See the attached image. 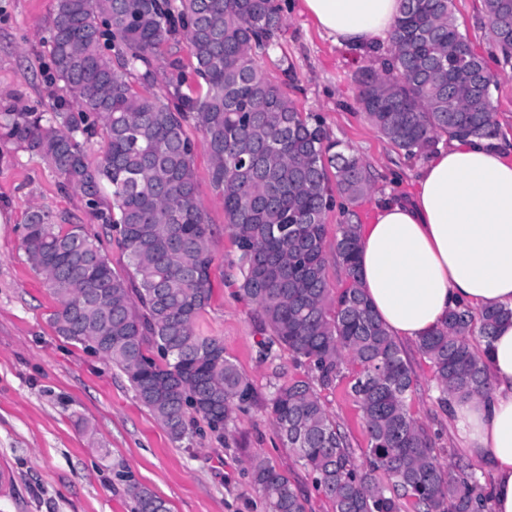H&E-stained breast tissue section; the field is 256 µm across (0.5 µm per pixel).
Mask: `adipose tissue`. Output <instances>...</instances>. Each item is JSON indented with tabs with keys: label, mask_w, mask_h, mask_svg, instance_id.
<instances>
[{
	"label": "adipose tissue",
	"mask_w": 512,
	"mask_h": 512,
	"mask_svg": "<svg viewBox=\"0 0 512 512\" xmlns=\"http://www.w3.org/2000/svg\"><path fill=\"white\" fill-rule=\"evenodd\" d=\"M317 29L353 50L388 43L401 0H303ZM361 230L360 285L392 335L416 340L457 304L512 306V139L450 140ZM492 387L451 403L459 442L487 465L491 512H512V321L490 345Z\"/></svg>",
	"instance_id": "1"
}]
</instances>
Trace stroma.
I'll return each mask as SVG.
<instances>
[{"instance_id":"obj_1","label":"stroma","mask_w":512,"mask_h":512,"mask_svg":"<svg viewBox=\"0 0 512 512\" xmlns=\"http://www.w3.org/2000/svg\"><path fill=\"white\" fill-rule=\"evenodd\" d=\"M283 26L276 44L257 62L282 85L295 106L323 116L332 138L370 165L373 187L356 205L371 223L379 195L394 175L409 173L418 159L404 158L364 119L355 98L353 72L371 65L369 50H352L323 36L300 0H277ZM459 29L478 54L489 34L483 0H452ZM54 0H0V113L49 111L59 93L51 79L50 30ZM195 145L197 198L211 229L212 297L196 327L223 341L229 356L251 381L253 404L238 411L236 434L226 439L195 418L189 438L172 441L159 420L136 398L122 371L58 336L49 321L56 303L22 247L23 224L34 207L62 225L97 224L81 194L60 191L39 156L0 140V512H132L128 482L165 499L171 512H265L250 484L246 461L268 458L308 499V512H332L313 488L310 473L281 444L264 402L280 385L304 376L287 350L259 359L263 337L254 304L237 296L238 250L224 219V206L209 181V155L201 130L188 126ZM402 346L415 376L413 417L436 434L449 462L466 465L480 480L483 464L458 444L450 412L430 362L415 341ZM329 415L351 448L368 446L362 411L347 379L320 389Z\"/></svg>"}]
</instances>
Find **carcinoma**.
Returning <instances> with one entry per match:
<instances>
[{"mask_svg":"<svg viewBox=\"0 0 512 512\" xmlns=\"http://www.w3.org/2000/svg\"><path fill=\"white\" fill-rule=\"evenodd\" d=\"M484 11L492 55L511 67L512 0H484ZM282 25L273 0H54L55 111L0 114V139L40 156L61 188L81 193L99 226L63 230L48 211L28 213L22 245L57 303L51 324L119 367L172 440L189 435L192 412L233 436L234 412L254 391L223 341L195 327L211 299L213 258L185 130L192 122L205 134L211 186L239 250V292L268 333L262 353L286 349L313 374L280 386L268 409L332 512H487L479 479L451 471L410 413L411 365L359 286L351 204L372 188L370 166L257 64ZM179 34L189 64L169 61L165 89L139 93L133 81L153 86L157 53ZM353 79L359 110L408 159L443 137L496 134L486 60L460 32L452 0H402L386 54ZM99 128L106 143L92 162L86 145ZM337 197L344 204L333 250L349 286L334 294L325 219ZM112 237L127 258L123 274L100 247ZM511 320L509 306H459L418 340L445 405L490 390L489 364L468 338L489 340ZM346 374L368 436L360 464L315 389ZM249 468L267 512H306L307 498L270 460ZM127 491L133 512H170L145 487Z\"/></svg>","mask_w":512,"mask_h":512,"instance_id":"obj_1","label":"carcinoma"}]
</instances>
